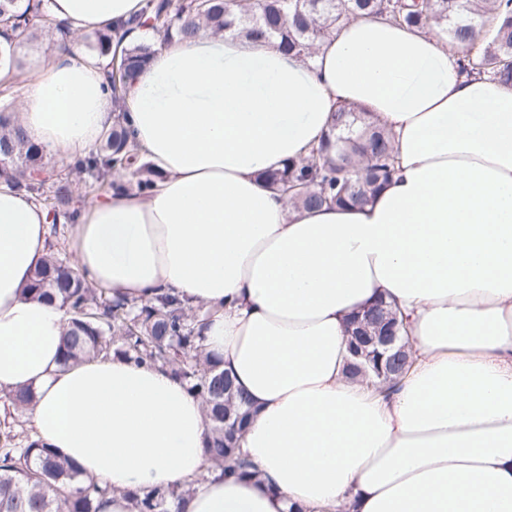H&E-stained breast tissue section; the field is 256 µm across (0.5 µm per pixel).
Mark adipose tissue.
Listing matches in <instances>:
<instances>
[{
  "label": "adipose tissue",
  "mask_w": 512,
  "mask_h": 512,
  "mask_svg": "<svg viewBox=\"0 0 512 512\" xmlns=\"http://www.w3.org/2000/svg\"><path fill=\"white\" fill-rule=\"evenodd\" d=\"M67 38L30 69L15 118L45 159L98 147L116 114L103 56L142 0H46ZM468 48L376 18L309 59L227 34L157 46L124 114L158 174L115 188L69 229L73 268L144 302L175 289L212 308L203 348L256 413L241 478L205 454L201 401L121 357L64 368L67 315L32 298L50 253L44 205L0 184V414L32 390L33 431L106 485L186 486L187 512H512V88L459 74ZM343 105L392 137L398 173L361 208L306 210L264 173L309 154ZM386 297L411 339L392 388L350 378L347 321Z\"/></svg>",
  "instance_id": "ef3b65f1"
}]
</instances>
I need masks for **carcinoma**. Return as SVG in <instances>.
Masks as SVG:
<instances>
[{"label":"carcinoma","mask_w":512,"mask_h":512,"mask_svg":"<svg viewBox=\"0 0 512 512\" xmlns=\"http://www.w3.org/2000/svg\"><path fill=\"white\" fill-rule=\"evenodd\" d=\"M362 16L436 29L450 43L482 40L487 21L495 17L499 25L493 39L468 54L461 71L487 74L512 86V0H258L256 5L249 0H145L133 23L150 28L163 44L211 29L252 41L274 38L289 53L309 55L335 27ZM37 24L55 28L43 0H0V34L9 37ZM150 53L148 47H123L117 71L107 69L115 111H122L126 85ZM10 111L11 104L0 103V179L43 202L51 216V236L58 239L63 232L57 218L71 225L78 211L69 191L56 184L54 170L6 116ZM73 168L88 176L92 193L112 187L115 173L125 178L126 189L141 194L154 184L155 174L140 160L120 115L96 151L75 161ZM396 173L389 134L368 113L341 106L309 159L267 173L264 180L290 192L291 200L304 207L362 206ZM29 291L34 297L56 294L69 315L63 363L113 354L167 370L207 407L210 460L222 469L247 473L250 462L237 446L249 418L247 399L201 345L203 321L212 310L192 314L171 292L141 304L114 296L77 273L55 244L35 271ZM9 399L19 417L32 403L25 390ZM18 426L21 430L6 435L0 445V512H99L105 490L92 480L79 481L74 464L40 447L24 422ZM186 496L178 487L128 493L131 512H185Z\"/></svg>","instance_id":"1"}]
</instances>
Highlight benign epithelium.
I'll list each match as a JSON object with an SVG mask.
<instances>
[{"mask_svg": "<svg viewBox=\"0 0 512 512\" xmlns=\"http://www.w3.org/2000/svg\"><path fill=\"white\" fill-rule=\"evenodd\" d=\"M360 333L354 338L355 357L367 364H381L384 359L392 358L393 353L408 350V346L398 345V325L395 321L383 317L376 304L368 307L358 318Z\"/></svg>", "mask_w": 512, "mask_h": 512, "instance_id": "benign-epithelium-1", "label": "benign epithelium"}]
</instances>
